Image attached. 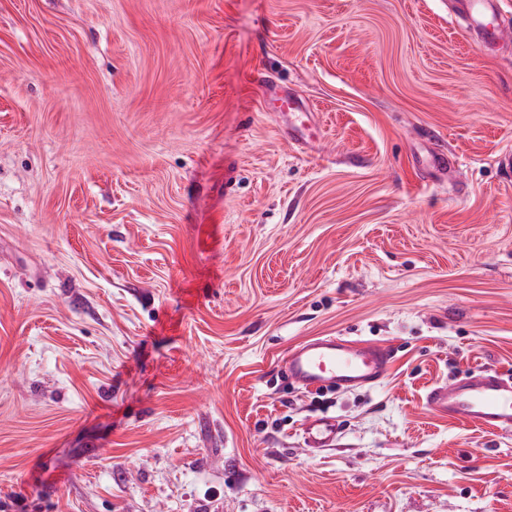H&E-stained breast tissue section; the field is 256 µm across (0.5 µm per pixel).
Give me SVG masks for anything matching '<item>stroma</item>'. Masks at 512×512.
<instances>
[{"label":"stroma","instance_id":"stroma-1","mask_svg":"<svg viewBox=\"0 0 512 512\" xmlns=\"http://www.w3.org/2000/svg\"><path fill=\"white\" fill-rule=\"evenodd\" d=\"M507 150L450 0H0V512H512V434L426 405L512 374ZM322 335L385 381L291 388ZM275 97L280 102L279 111L288 112L294 118L291 138L297 141L303 140L310 129L311 115L304 100L295 95L286 85H279V91ZM394 357V350L385 344L317 336L290 348L284 369L288 381L300 388L353 391L382 382ZM302 433L307 448H334L339 440L340 425L336 417H311L303 424Z\"/></svg>","mask_w":512,"mask_h":512}]
</instances>
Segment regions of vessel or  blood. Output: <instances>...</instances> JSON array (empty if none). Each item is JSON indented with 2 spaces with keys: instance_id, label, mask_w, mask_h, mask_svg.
Listing matches in <instances>:
<instances>
[{
  "instance_id": "vessel-or-blood-1",
  "label": "vessel or blood",
  "mask_w": 512,
  "mask_h": 512,
  "mask_svg": "<svg viewBox=\"0 0 512 512\" xmlns=\"http://www.w3.org/2000/svg\"><path fill=\"white\" fill-rule=\"evenodd\" d=\"M457 2L471 34L484 41H502L496 0ZM276 98L281 111L294 119L292 138L304 139L310 128V111L304 100L285 85L280 86ZM394 357L393 349L385 344L346 336H317L290 348L284 369L290 383L307 390L353 391L382 382ZM426 404L435 414L464 425L512 432V379L495 370H476L438 383L428 391ZM302 433L306 447L332 448L339 439L340 425L334 417L316 416L304 423Z\"/></svg>"
}]
</instances>
